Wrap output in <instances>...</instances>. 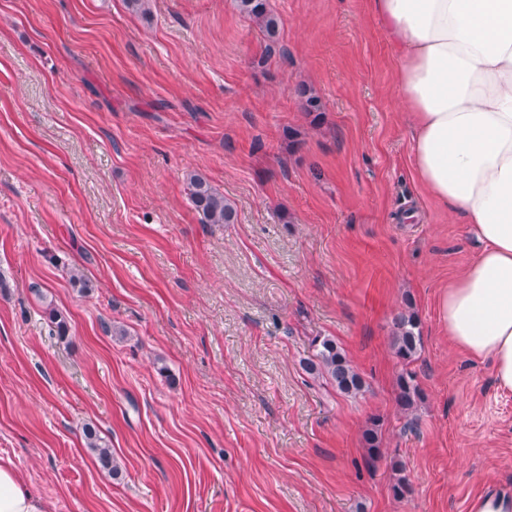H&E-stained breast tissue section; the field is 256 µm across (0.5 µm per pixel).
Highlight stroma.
<instances>
[{
	"mask_svg": "<svg viewBox=\"0 0 512 512\" xmlns=\"http://www.w3.org/2000/svg\"><path fill=\"white\" fill-rule=\"evenodd\" d=\"M268 3L282 56L235 0H149L146 16L124 0H0V455L51 512H469L488 491L512 497V393L440 318L478 248L415 175L393 45L370 0ZM191 173L237 223H201ZM409 305L415 434L390 347ZM317 335L363 395L302 370Z\"/></svg>",
	"mask_w": 512,
	"mask_h": 512,
	"instance_id": "stroma-1",
	"label": "stroma"
}]
</instances>
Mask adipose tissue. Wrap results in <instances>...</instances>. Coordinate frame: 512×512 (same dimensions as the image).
<instances>
[{
  "instance_id": "adipose-tissue-1",
  "label": "adipose tissue",
  "mask_w": 512,
  "mask_h": 512,
  "mask_svg": "<svg viewBox=\"0 0 512 512\" xmlns=\"http://www.w3.org/2000/svg\"><path fill=\"white\" fill-rule=\"evenodd\" d=\"M399 54L413 164L427 192L463 215L480 251L440 299L453 345L491 358L512 392V0H372ZM0 512H50L0 456Z\"/></svg>"
}]
</instances>
